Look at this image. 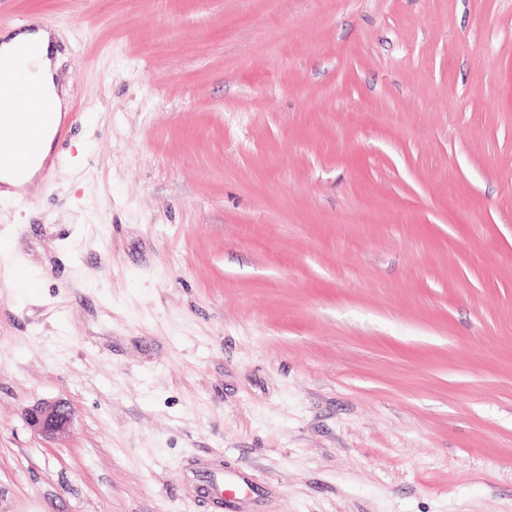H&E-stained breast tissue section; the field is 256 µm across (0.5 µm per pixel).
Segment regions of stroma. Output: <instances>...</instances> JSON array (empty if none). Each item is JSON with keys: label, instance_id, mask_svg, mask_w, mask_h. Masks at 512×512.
Returning <instances> with one entry per match:
<instances>
[{"label": "stroma", "instance_id": "obj_1", "mask_svg": "<svg viewBox=\"0 0 512 512\" xmlns=\"http://www.w3.org/2000/svg\"><path fill=\"white\" fill-rule=\"evenodd\" d=\"M19 18L69 112L0 197V512H512V0ZM25 419L35 432L48 439H55L70 427L72 409L62 399L42 400L25 410Z\"/></svg>", "mask_w": 512, "mask_h": 512}]
</instances>
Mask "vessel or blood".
<instances>
[{"instance_id":"1","label":"vessel or blood","mask_w":512,"mask_h":512,"mask_svg":"<svg viewBox=\"0 0 512 512\" xmlns=\"http://www.w3.org/2000/svg\"><path fill=\"white\" fill-rule=\"evenodd\" d=\"M44 114L33 87L0 83V155L22 161L41 150Z\"/></svg>"}]
</instances>
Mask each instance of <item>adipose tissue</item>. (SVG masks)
<instances>
[{
  "instance_id": "adipose-tissue-1",
  "label": "adipose tissue",
  "mask_w": 512,
  "mask_h": 512,
  "mask_svg": "<svg viewBox=\"0 0 512 512\" xmlns=\"http://www.w3.org/2000/svg\"><path fill=\"white\" fill-rule=\"evenodd\" d=\"M54 43V34L36 22L26 29L0 36V57L14 54L21 57L18 69L11 76L12 81L20 87L35 85L40 91L45 114L40 155L23 168L0 169V196L5 198L19 195L48 161L55 129L66 109V92L58 77Z\"/></svg>"
}]
</instances>
